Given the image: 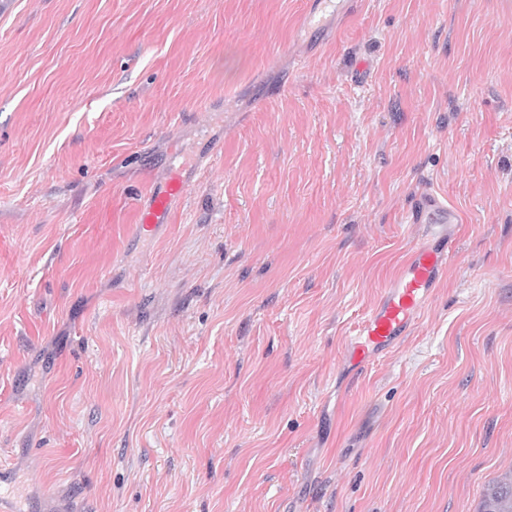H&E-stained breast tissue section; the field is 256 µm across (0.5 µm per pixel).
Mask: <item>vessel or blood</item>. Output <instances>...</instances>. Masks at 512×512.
<instances>
[{
    "label": "vessel or blood",
    "mask_w": 512,
    "mask_h": 512,
    "mask_svg": "<svg viewBox=\"0 0 512 512\" xmlns=\"http://www.w3.org/2000/svg\"><path fill=\"white\" fill-rule=\"evenodd\" d=\"M182 187V179L175 177L154 194L141 214L139 231H147L166 217L172 199L180 196ZM417 207V217L431 226L432 238L411 249L397 275L360 323L358 338L350 349L351 359L358 363L368 362L411 334L454 255L447 229L455 221L454 213L432 194L420 198Z\"/></svg>",
    "instance_id": "vessel-or-blood-1"
}]
</instances>
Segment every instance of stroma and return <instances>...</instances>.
Wrapping results in <instances>:
<instances>
[{"mask_svg":"<svg viewBox=\"0 0 512 512\" xmlns=\"http://www.w3.org/2000/svg\"><path fill=\"white\" fill-rule=\"evenodd\" d=\"M428 193L456 256L353 371ZM0 229V512H476L512 470V0H0ZM183 187V180L180 177H173L162 190L156 192L147 208L142 211L141 223L137 224L139 232L147 231L155 224H159L167 216V210L174 197L180 196Z\"/></svg>","mask_w":512,"mask_h":512,"instance_id":"1","label":"stroma"}]
</instances>
